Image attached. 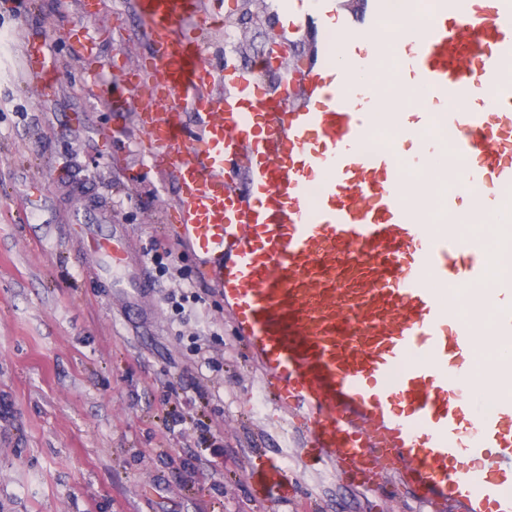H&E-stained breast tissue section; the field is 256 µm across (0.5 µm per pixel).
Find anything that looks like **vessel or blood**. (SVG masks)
I'll list each match as a JSON object with an SVG mask.
<instances>
[{"mask_svg": "<svg viewBox=\"0 0 512 512\" xmlns=\"http://www.w3.org/2000/svg\"><path fill=\"white\" fill-rule=\"evenodd\" d=\"M155 45L140 80L161 77L168 99L199 118L190 143L179 115L159 118L151 101L145 130L179 186V241L203 262L224 310L245 338L279 399L295 403L317 431L309 454L360 472L382 461L386 476L425 501L462 512H512V355L487 377L499 392L478 401L468 359L482 331L459 317L456 288L476 308L493 305L497 333L512 336V275H495V254L461 243L455 201L497 199L499 226L512 228V0H434L404 65L445 114L422 113L419 160L448 167L439 223H420L408 204L419 193L395 142H377L366 113L337 103L335 90L363 84L376 53L356 75L308 69L300 105L260 91L252 72L232 83L196 55L207 0H140ZM31 79L50 86L58 68L24 40ZM488 95L487 111L461 97L468 84ZM454 139L438 146L445 132ZM89 261L106 272L138 266L124 236L104 224L68 220ZM450 286L440 298L429 275ZM420 361L410 365L409 355Z\"/></svg>", "mask_w": 512, "mask_h": 512, "instance_id": "b4317fda", "label": "vessel or blood"}]
</instances>
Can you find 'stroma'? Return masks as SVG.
Wrapping results in <instances>:
<instances>
[{"label": "stroma", "mask_w": 512, "mask_h": 512, "mask_svg": "<svg viewBox=\"0 0 512 512\" xmlns=\"http://www.w3.org/2000/svg\"><path fill=\"white\" fill-rule=\"evenodd\" d=\"M104 2L92 19L76 0H0V512H461L302 456L311 424L264 380L177 239L176 185L154 167L147 100L127 85L151 52L136 0ZM326 11L360 22L339 0H310L293 41L340 44ZM27 37L57 58L56 94L24 74ZM374 81L416 122L423 106L398 72ZM83 191L143 256L140 309L71 239L64 214ZM157 240L171 249L165 275Z\"/></svg>", "instance_id": "35a3bbf8"}]
</instances>
